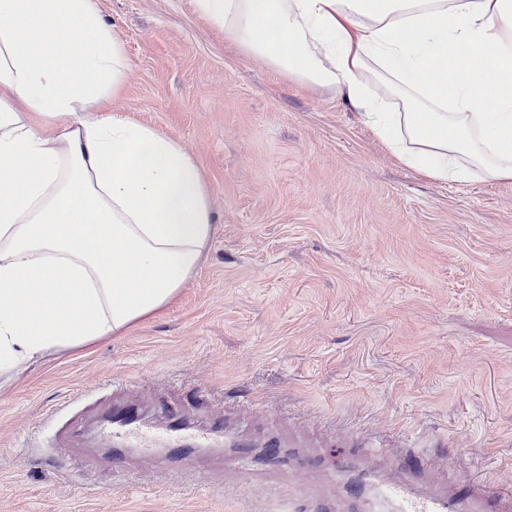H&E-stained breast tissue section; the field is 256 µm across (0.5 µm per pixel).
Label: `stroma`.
Masks as SVG:
<instances>
[{
  "instance_id": "35a3bbf8",
  "label": "stroma",
  "mask_w": 512,
  "mask_h": 512,
  "mask_svg": "<svg viewBox=\"0 0 512 512\" xmlns=\"http://www.w3.org/2000/svg\"><path fill=\"white\" fill-rule=\"evenodd\" d=\"M97 6L128 59L112 111L194 155L215 234L127 335L0 377V512H282L292 481L315 494L296 512H318L361 470L403 477V446L418 490L452 468L512 484V180L419 174L334 88L243 53L194 0ZM214 397L221 447L190 465L131 448L115 476L95 417L131 403L162 430L157 405L179 402L195 433ZM355 433L388 456L345 451ZM270 440L282 472L229 466Z\"/></svg>"
}]
</instances>
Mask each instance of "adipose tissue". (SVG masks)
I'll return each instance as SVG.
<instances>
[{"label": "adipose tissue", "mask_w": 512, "mask_h": 512, "mask_svg": "<svg viewBox=\"0 0 512 512\" xmlns=\"http://www.w3.org/2000/svg\"><path fill=\"white\" fill-rule=\"evenodd\" d=\"M195 3L279 74L335 87L407 164L512 179V0ZM127 66L95 0H0V375L126 335L210 245L196 158L110 109Z\"/></svg>", "instance_id": "1"}]
</instances>
